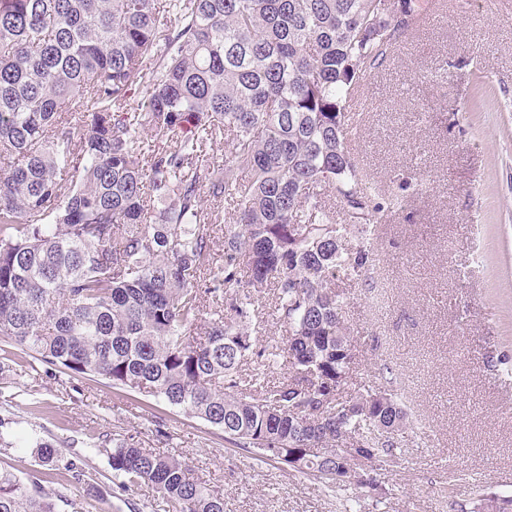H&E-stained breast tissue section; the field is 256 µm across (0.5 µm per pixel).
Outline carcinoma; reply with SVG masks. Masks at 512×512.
Segmentation results:
<instances>
[{
    "mask_svg": "<svg viewBox=\"0 0 512 512\" xmlns=\"http://www.w3.org/2000/svg\"><path fill=\"white\" fill-rule=\"evenodd\" d=\"M417 19L414 0H0V375L16 346L160 399L332 491L382 490L344 479L348 448L384 463L406 452L394 394L354 377L336 290L367 284L385 211L351 154L349 103ZM203 188L231 205L222 265ZM270 286L288 335L259 347ZM281 358L288 377L272 383ZM35 448L29 482L0 471V512L74 505L65 490L85 474ZM103 451L122 491L147 483L167 512H224L182 460L131 435ZM509 504L487 491L459 512Z\"/></svg>",
    "mask_w": 512,
    "mask_h": 512,
    "instance_id": "carcinoma-1",
    "label": "carcinoma"
}]
</instances>
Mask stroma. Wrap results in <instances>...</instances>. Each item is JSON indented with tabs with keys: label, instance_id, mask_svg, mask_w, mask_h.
<instances>
[{
	"label": "stroma",
	"instance_id": "1",
	"mask_svg": "<svg viewBox=\"0 0 512 512\" xmlns=\"http://www.w3.org/2000/svg\"><path fill=\"white\" fill-rule=\"evenodd\" d=\"M368 106L359 131L361 169L379 191L406 183L382 221L378 254L390 286L381 315L367 287L349 286L346 318L363 375L380 365L407 380L405 464L383 472L382 497L361 512H453L475 489L512 494V377L490 367L512 356V10L495 0H451L414 26L384 66L361 82ZM385 333V350L374 338ZM0 470L28 480L42 440L77 483L61 512H164L144 484L120 492L90 437L136 436L188 462L224 497V512H341L318 481L236 448L206 421L90 375L63 374L36 359L0 376Z\"/></svg>",
	"mask_w": 512,
	"mask_h": 512
}]
</instances>
